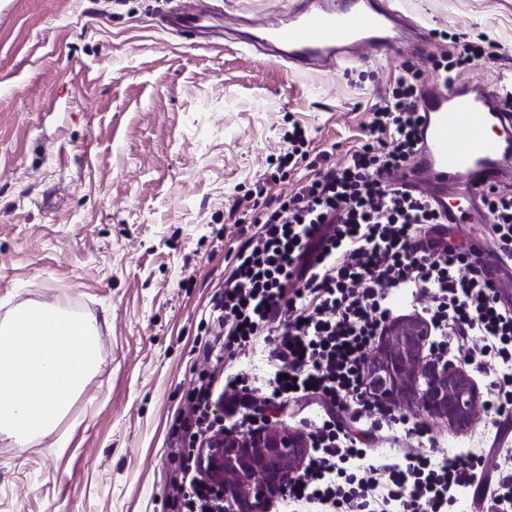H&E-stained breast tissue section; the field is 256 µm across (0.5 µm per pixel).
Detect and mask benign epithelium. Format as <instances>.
Listing matches in <instances>:
<instances>
[{"mask_svg": "<svg viewBox=\"0 0 512 512\" xmlns=\"http://www.w3.org/2000/svg\"><path fill=\"white\" fill-rule=\"evenodd\" d=\"M429 328L419 316L388 322L367 363L374 395L467 429L482 416L480 391L465 367L425 353ZM310 448L295 430L266 424L244 436L220 433L197 456V469L224 490L229 512H267L302 472Z\"/></svg>", "mask_w": 512, "mask_h": 512, "instance_id": "7a95c632", "label": "benign epithelium"}]
</instances>
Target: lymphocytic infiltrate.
I'll list each match as a JSON object with an SVG mask.
<instances>
[{"instance_id": "obj_1", "label": "lymphocytic infiltrate", "mask_w": 512, "mask_h": 512, "mask_svg": "<svg viewBox=\"0 0 512 512\" xmlns=\"http://www.w3.org/2000/svg\"><path fill=\"white\" fill-rule=\"evenodd\" d=\"M486 35L459 55L436 62L444 85L460 67L494 58ZM417 73L406 70L389 99L371 112L370 140L343 165L323 162L289 195L264 207L235 254L224 291L209 309L212 366L190 393L176 427L199 446L217 430H256L272 405L315 398L323 405L307 430L309 465L288 488L289 500L324 512H448L476 481L454 456L408 452L380 470L364 464L362 440L345 424L368 394L363 370L391 317L393 293L429 292L425 320L431 356L449 344L468 361L496 363L485 410L512 404V309L500 305L483 273L484 259L465 243L432 236L442 216L429 195L389 184L387 175L418 149L422 112ZM499 256L512 259V195L492 186L483 195ZM267 344L266 379L249 383L224 370V354ZM171 485L184 512H224L219 492L198 478L195 455L181 458Z\"/></svg>"}]
</instances>
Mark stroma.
I'll return each instance as SVG.
<instances>
[{
  "instance_id": "obj_1",
  "label": "stroma",
  "mask_w": 512,
  "mask_h": 512,
  "mask_svg": "<svg viewBox=\"0 0 512 512\" xmlns=\"http://www.w3.org/2000/svg\"><path fill=\"white\" fill-rule=\"evenodd\" d=\"M224 46L166 30L179 0H0V323L49 305L95 319L100 368L55 428L0 434V512H177L165 491L173 417L203 371L205 312L253 226L235 202L279 169L293 125L311 155L343 162L371 108L414 63L485 34L496 59L457 83L512 74V0H396L426 29L422 58L359 47L335 70L292 71L242 46L237 16L281 22L291 0H213ZM433 458L469 456L484 480L498 427L458 430L422 412ZM375 466L415 441L360 410Z\"/></svg>"
}]
</instances>
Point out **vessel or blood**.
<instances>
[{"label":"vessel or blood","instance_id":"1","mask_svg":"<svg viewBox=\"0 0 512 512\" xmlns=\"http://www.w3.org/2000/svg\"><path fill=\"white\" fill-rule=\"evenodd\" d=\"M215 6L175 8L166 27L193 33L216 28ZM421 28L406 24L394 0H293L284 25L261 27L258 44L271 59L299 70L335 67L342 54L367 44L389 54L404 42L421 46ZM512 93V77L500 76L494 90L432 87L421 98V148L395 176L423 188L454 224H484L477 204L489 186L512 180V116L500 101ZM485 276L497 288L512 284V268L487 257Z\"/></svg>","mask_w":512,"mask_h":512}]
</instances>
